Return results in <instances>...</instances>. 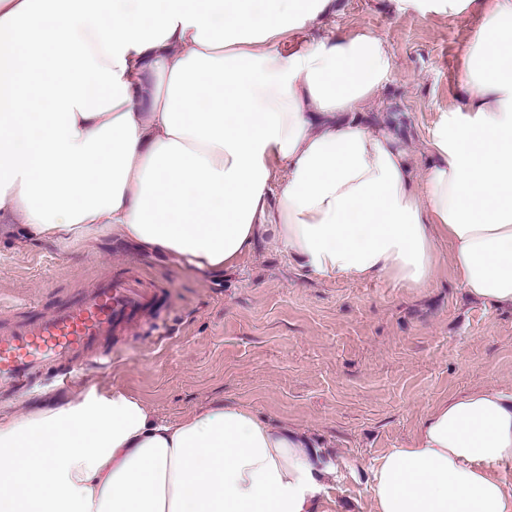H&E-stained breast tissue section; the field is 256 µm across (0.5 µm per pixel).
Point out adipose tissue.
<instances>
[{
    "label": "adipose tissue",
    "instance_id": "ef3b65f1",
    "mask_svg": "<svg viewBox=\"0 0 512 512\" xmlns=\"http://www.w3.org/2000/svg\"><path fill=\"white\" fill-rule=\"evenodd\" d=\"M332 4L0 0V218L197 271L230 270L268 232L313 276L406 288L431 283L445 241L471 298L512 306V0L472 32L468 96L431 129L419 184L362 115L387 43L303 39ZM511 463L512 393L469 389L370 466L371 512H512ZM333 471L242 405L169 422L92 388L0 414V512H313Z\"/></svg>",
    "mask_w": 512,
    "mask_h": 512
}]
</instances>
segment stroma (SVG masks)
<instances>
[{"mask_svg": "<svg viewBox=\"0 0 512 512\" xmlns=\"http://www.w3.org/2000/svg\"><path fill=\"white\" fill-rule=\"evenodd\" d=\"M479 23L475 12L439 16L401 11L398 0H334L306 38L366 27L388 43L391 73L363 110L397 134L420 178L433 125L467 95L458 74ZM438 250L433 284L417 289L313 277L265 235L224 273L193 271L177 257L144 255L108 237L62 249L0 234V324L114 272L154 297L140 328L103 342V352L117 354L111 369H76L69 385L45 380L0 398V408L63 405L92 387L138 398L165 420L223 401L248 406L320 442L336 466L329 495L340 512H370V464L409 441L431 404L479 386L512 392V308L470 301L448 242ZM168 318L175 336L155 342L156 322Z\"/></svg>", "mask_w": 512, "mask_h": 512, "instance_id": "35a3bbf8", "label": "stroma"}]
</instances>
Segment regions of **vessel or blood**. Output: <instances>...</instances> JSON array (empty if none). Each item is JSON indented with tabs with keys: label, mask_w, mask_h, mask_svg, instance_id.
Masks as SVG:
<instances>
[{
	"label": "vessel or blood",
	"mask_w": 512,
	"mask_h": 512,
	"mask_svg": "<svg viewBox=\"0 0 512 512\" xmlns=\"http://www.w3.org/2000/svg\"><path fill=\"white\" fill-rule=\"evenodd\" d=\"M152 306L150 294L109 276L73 303L0 327V394H19L63 368L100 364L102 339L129 332Z\"/></svg>",
	"instance_id": "obj_1"
}]
</instances>
